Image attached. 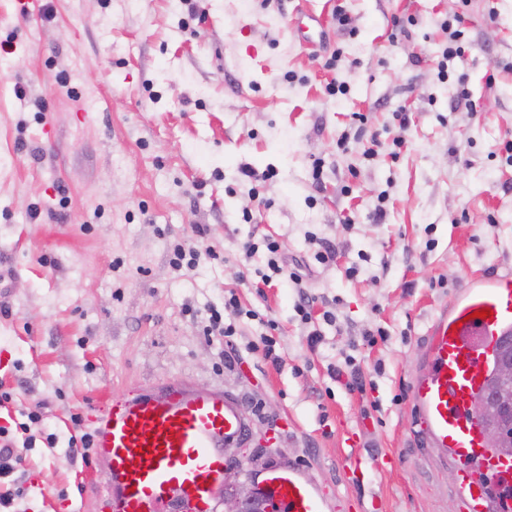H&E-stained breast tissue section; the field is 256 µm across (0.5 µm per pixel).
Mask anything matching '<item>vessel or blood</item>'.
<instances>
[{
    "label": "vessel or blood",
    "instance_id": "vessel-or-blood-1",
    "mask_svg": "<svg viewBox=\"0 0 512 512\" xmlns=\"http://www.w3.org/2000/svg\"><path fill=\"white\" fill-rule=\"evenodd\" d=\"M486 317H479V310ZM512 334V270L468 281L428 329L410 397L433 447L457 462L467 512H512V466L496 463L470 407ZM247 431L244 407L220 389L170 380L109 400L94 419L102 512H219L228 448ZM267 512H331L313 474L275 465L259 477Z\"/></svg>",
    "mask_w": 512,
    "mask_h": 512
}]
</instances>
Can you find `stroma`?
<instances>
[{
	"instance_id": "obj_1",
	"label": "stroma",
	"mask_w": 512,
	"mask_h": 512,
	"mask_svg": "<svg viewBox=\"0 0 512 512\" xmlns=\"http://www.w3.org/2000/svg\"><path fill=\"white\" fill-rule=\"evenodd\" d=\"M339 6L348 27L302 45L296 15ZM458 13L466 51L447 62L440 24ZM397 16L410 24L395 39ZM510 139L512 0H0V428L24 458L16 512H98L100 471L70 435L112 396L174 378L243 403L248 434L227 451L242 480L292 462L336 512H465L457 463L409 391L441 307L512 269ZM265 236L300 288L262 285L264 255L244 259L241 242ZM177 239L220 258L174 270ZM228 290L259 317L205 336Z\"/></svg>"
}]
</instances>
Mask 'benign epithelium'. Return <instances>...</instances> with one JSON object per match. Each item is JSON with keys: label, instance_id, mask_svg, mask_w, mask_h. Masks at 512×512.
Returning <instances> with one entry per match:
<instances>
[{"label": "benign epithelium", "instance_id": "1", "mask_svg": "<svg viewBox=\"0 0 512 512\" xmlns=\"http://www.w3.org/2000/svg\"><path fill=\"white\" fill-rule=\"evenodd\" d=\"M505 387L487 389L473 399V407L484 420V441L489 448H501L498 459L512 460V450L504 447L506 432L512 428V344L503 342L499 347V371ZM224 485L233 492L224 498L225 512H246V504L256 500L254 489L239 480V473L233 468L224 472Z\"/></svg>", "mask_w": 512, "mask_h": 512}]
</instances>
